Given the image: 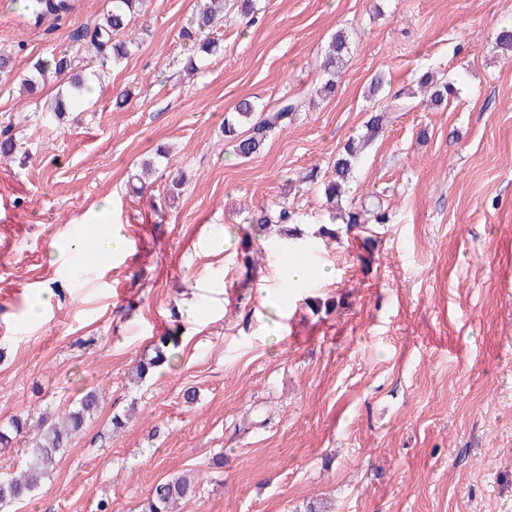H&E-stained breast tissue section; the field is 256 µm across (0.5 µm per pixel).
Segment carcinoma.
I'll return each instance as SVG.
<instances>
[{
	"instance_id": "obj_1",
	"label": "carcinoma",
	"mask_w": 512,
	"mask_h": 512,
	"mask_svg": "<svg viewBox=\"0 0 512 512\" xmlns=\"http://www.w3.org/2000/svg\"><path fill=\"white\" fill-rule=\"evenodd\" d=\"M144 0H110V7L97 19L92 26L83 31L82 39L86 40L85 49L90 53L92 62L97 64L98 72L92 77L75 76L71 78L70 91L59 92L51 102L48 111L55 118L67 113L70 107L83 100V92L91 80L101 81L105 69L120 64L130 54V47L135 45V38L129 35L137 18L141 16ZM227 0H199L191 26L184 29L182 38L193 48L184 62V69L196 72L203 66L208 56L216 54L220 44L213 37L217 26L224 21V8ZM71 9L69 0H24L23 12L38 23L48 16L60 18ZM349 54V42L345 32L338 31L328 42L324 51L320 69L322 81L313 86L303 96L285 97L278 105L269 108L251 100L241 101L235 110V116L224 119V141L232 144L236 154L241 158H249L258 153L268 136L283 130L291 122L293 114L308 107L314 98L326 97L334 89L336 72L343 65ZM73 70L71 57L66 53L53 54L47 59L37 61L33 68L19 77L25 90L33 94L48 73L64 77ZM420 84L431 86V102L440 105L448 100V95L455 92L453 84L439 80L431 74H424ZM408 103L403 94L396 93L385 100V104L370 115L364 122L360 133L349 139L339 153L333 167L334 177L322 182L323 194L333 208L339 210V216L345 229L351 231L362 224V215L371 214L376 224L390 223V214L380 203L371 202L360 206V211L342 210L341 201L343 186L351 178L353 168L372 146L383 137L387 127L394 121V113L406 110ZM21 145L12 133V126L0 128V160L10 161L16 157ZM296 213L284 201L275 210H261L251 215L250 226L258 230L267 229L275 234L276 249L309 258L313 251L311 240L290 227L295 221ZM180 330L159 336L153 343V355L139 360L137 374L143 378L150 372L171 364L175 349L179 347ZM99 393L95 390L85 393L77 405L69 409L64 418L54 424L46 423L40 416L14 417L10 428L0 429V445L8 447L12 441L11 434L22 432L32 433L33 444L30 459L26 466L17 472L0 475V508L21 501L35 492L42 478L52 466L63 448L86 420L98 409ZM194 493V485L185 476H172L158 483L151 496L142 505L141 512H172L174 505L187 499Z\"/></svg>"
}]
</instances>
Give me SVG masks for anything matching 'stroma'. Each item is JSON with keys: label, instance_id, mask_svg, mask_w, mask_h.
Returning a JSON list of instances; mask_svg holds the SVG:
<instances>
[{"label": "stroma", "instance_id": "1", "mask_svg": "<svg viewBox=\"0 0 512 512\" xmlns=\"http://www.w3.org/2000/svg\"><path fill=\"white\" fill-rule=\"evenodd\" d=\"M70 2L36 27L0 24L13 67L0 123L23 149L0 161V426L103 398L5 512H141L178 473L196 489L176 512H512V55L495 47L512 0H254V23L228 14L192 78L181 32L197 0H146L137 50L47 125L37 108L59 82L33 98L17 76L66 50L94 70L79 36L110 6ZM339 30L351 49L335 96L238 158L225 118L241 100L273 107L311 89ZM427 71L457 94L436 106L417 92L352 174L349 199L378 196L390 223L316 239L330 218L304 175L327 177L381 105L373 76L394 93ZM150 158L151 187L132 193ZM176 169L184 190L157 215ZM284 201L315 242L308 288L286 286L268 244L240 249L249 212ZM105 202L128 248L69 280L48 252L104 233ZM45 290L52 308L32 322ZM175 321L172 366L134 382Z\"/></svg>", "mask_w": 512, "mask_h": 512}]
</instances>
